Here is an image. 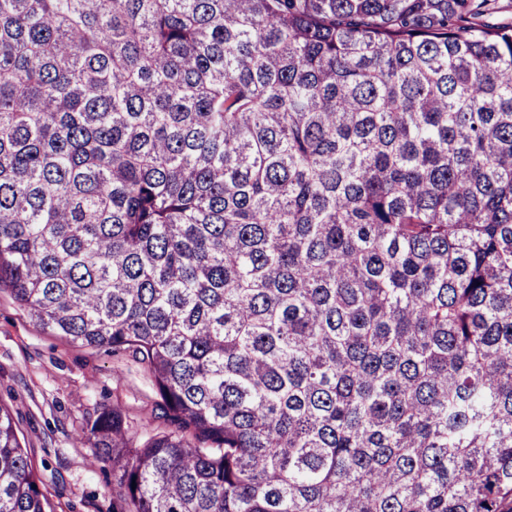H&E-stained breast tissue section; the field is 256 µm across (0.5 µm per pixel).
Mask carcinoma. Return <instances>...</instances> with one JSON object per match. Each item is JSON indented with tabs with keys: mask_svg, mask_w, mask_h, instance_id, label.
<instances>
[{
	"mask_svg": "<svg viewBox=\"0 0 512 512\" xmlns=\"http://www.w3.org/2000/svg\"><path fill=\"white\" fill-rule=\"evenodd\" d=\"M487 0H0V286L131 356L112 512H512V24ZM0 404V512H49Z\"/></svg>",
	"mask_w": 512,
	"mask_h": 512,
	"instance_id": "cac0c4a2",
	"label": "carcinoma"
}]
</instances>
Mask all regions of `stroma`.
<instances>
[{"label": "stroma", "mask_w": 512, "mask_h": 512, "mask_svg": "<svg viewBox=\"0 0 512 512\" xmlns=\"http://www.w3.org/2000/svg\"><path fill=\"white\" fill-rule=\"evenodd\" d=\"M158 400L132 359L66 343L37 327L0 288V402L9 406L53 512H112V467L80 435L116 406L136 439L162 430Z\"/></svg>", "instance_id": "35a3bbf8"}]
</instances>
